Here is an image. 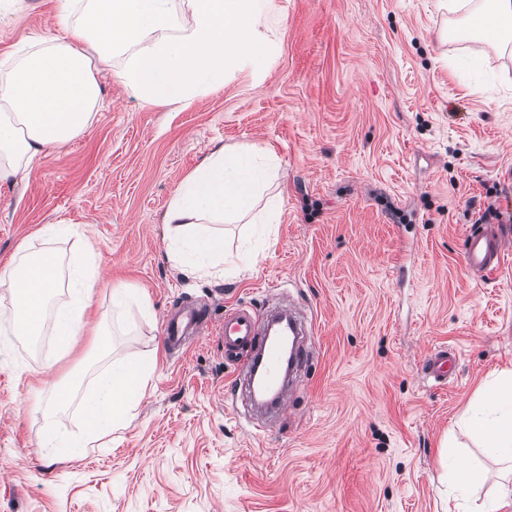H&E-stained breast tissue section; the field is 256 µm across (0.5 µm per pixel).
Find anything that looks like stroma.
Returning <instances> with one entry per match:
<instances>
[{"label":"stroma","instance_id":"obj_1","mask_svg":"<svg viewBox=\"0 0 512 512\" xmlns=\"http://www.w3.org/2000/svg\"><path fill=\"white\" fill-rule=\"evenodd\" d=\"M286 15L263 66L188 107H145L112 72L86 132L0 188V268L47 224L89 239L104 286L95 312L113 355L51 333L0 342V512H455L439 446L485 486L500 467L460 418L512 370V248L470 271L481 215L512 237V55L440 39L461 15L439 0H276ZM57 0H23L0 23V62L58 33ZM481 60L479 72L467 59ZM220 145L273 150L277 224L224 225L229 277H189L164 256L162 214L180 180ZM144 306L115 313L109 287ZM294 302L313 335L284 413H255L218 336L166 354V313ZM454 348L447 382L422 371ZM156 371L128 424L82 457L39 444L54 385L83 393L112 359Z\"/></svg>","mask_w":512,"mask_h":512}]
</instances>
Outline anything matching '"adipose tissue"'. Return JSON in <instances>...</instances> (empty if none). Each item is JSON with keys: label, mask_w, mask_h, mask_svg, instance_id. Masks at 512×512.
Returning a JSON list of instances; mask_svg holds the SVG:
<instances>
[{"label": "adipose tissue", "mask_w": 512, "mask_h": 512, "mask_svg": "<svg viewBox=\"0 0 512 512\" xmlns=\"http://www.w3.org/2000/svg\"><path fill=\"white\" fill-rule=\"evenodd\" d=\"M64 36L34 38L0 74V186L13 185L35 160L81 136L103 108L97 80L112 71L143 106L190 105L222 88L238 71L257 67L270 54L266 28L279 25L274 0H58ZM445 9L467 11L487 24L484 41L512 47V0H446ZM276 157L265 149L217 148L186 175L170 198L163 222L169 229L166 258L189 275L224 264V237L216 224L249 216L276 177ZM69 231L45 225L37 252L20 249L0 270V291L11 299L10 331L37 336L51 327L61 348L86 330L85 319L99 283L92 246L83 245L61 263L54 243ZM70 300L51 307L60 284ZM104 348L101 327L90 330ZM156 364L127 360L99 372L80 401L84 428L72 433L47 427L46 455L69 459L124 426L144 397ZM461 423L484 452L506 465L498 499L474 503L470 490L484 483L482 471H450L441 481L466 512H497L512 498V372L487 381Z\"/></svg>", "instance_id": "ef3b65f1"}]
</instances>
